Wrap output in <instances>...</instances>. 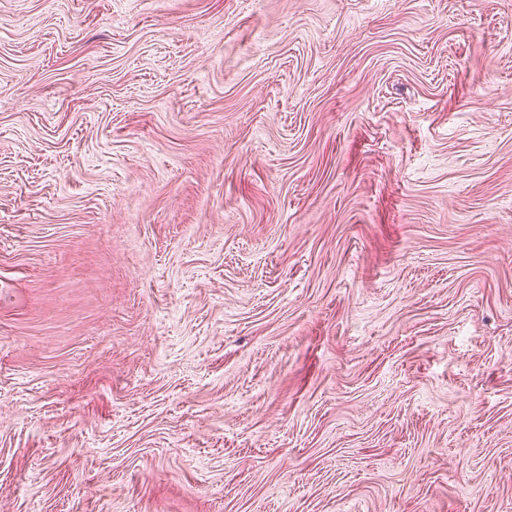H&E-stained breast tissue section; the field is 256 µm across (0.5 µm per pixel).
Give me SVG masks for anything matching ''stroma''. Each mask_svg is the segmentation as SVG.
<instances>
[{"mask_svg":"<svg viewBox=\"0 0 512 512\" xmlns=\"http://www.w3.org/2000/svg\"><path fill=\"white\" fill-rule=\"evenodd\" d=\"M0 512H512V0H0Z\"/></svg>","mask_w":512,"mask_h":512,"instance_id":"1","label":"stroma"}]
</instances>
